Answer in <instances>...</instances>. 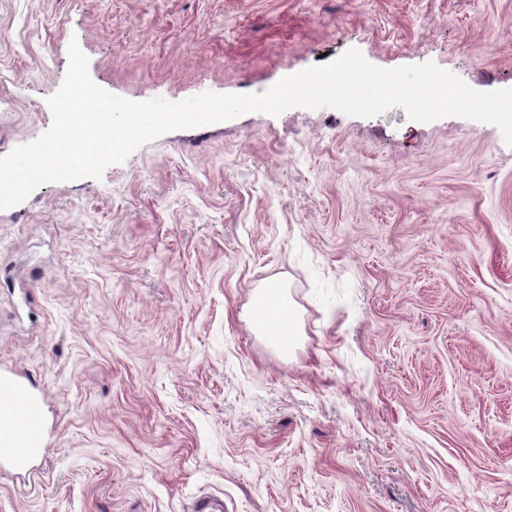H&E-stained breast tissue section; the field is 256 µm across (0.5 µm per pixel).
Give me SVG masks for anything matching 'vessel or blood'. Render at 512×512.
I'll return each instance as SVG.
<instances>
[{"label": "vessel or blood", "instance_id": "obj_1", "mask_svg": "<svg viewBox=\"0 0 512 512\" xmlns=\"http://www.w3.org/2000/svg\"><path fill=\"white\" fill-rule=\"evenodd\" d=\"M40 402L20 373L0 375V462L29 472L42 446Z\"/></svg>", "mask_w": 512, "mask_h": 512}]
</instances>
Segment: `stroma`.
<instances>
[{
  "label": "stroma",
  "mask_w": 512,
  "mask_h": 512,
  "mask_svg": "<svg viewBox=\"0 0 512 512\" xmlns=\"http://www.w3.org/2000/svg\"><path fill=\"white\" fill-rule=\"evenodd\" d=\"M77 40L133 101L261 93L351 48L512 88V0H0V156ZM279 281L280 354L244 319ZM44 452L0 512H512V147L295 107L161 135L0 210V370Z\"/></svg>",
  "instance_id": "stroma-1"
}]
</instances>
